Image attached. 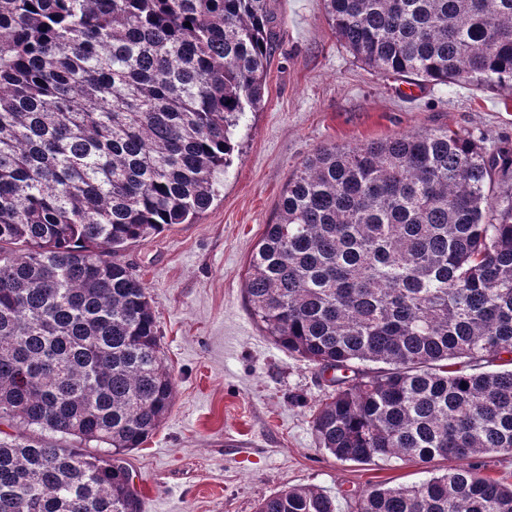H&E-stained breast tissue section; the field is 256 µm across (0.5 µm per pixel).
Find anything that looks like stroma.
Instances as JSON below:
<instances>
[{"label": "stroma", "instance_id": "35a3bbf8", "mask_svg": "<svg viewBox=\"0 0 512 512\" xmlns=\"http://www.w3.org/2000/svg\"><path fill=\"white\" fill-rule=\"evenodd\" d=\"M275 48L264 99L246 113L210 207L121 252L147 288L171 409L127 456L142 512H256L264 496L312 486L356 512L376 484L442 474L437 458L337 460L320 448L313 405L329 373L275 345L245 299L249 259L290 175L319 147L354 146L439 128L486 149L512 141V90L412 82L370 70L329 26L322 0H269Z\"/></svg>", "mask_w": 512, "mask_h": 512}]
</instances>
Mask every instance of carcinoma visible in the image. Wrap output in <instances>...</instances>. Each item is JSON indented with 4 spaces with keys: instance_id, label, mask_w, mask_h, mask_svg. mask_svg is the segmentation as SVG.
<instances>
[{
    "instance_id": "cac0c4a2",
    "label": "carcinoma",
    "mask_w": 512,
    "mask_h": 512,
    "mask_svg": "<svg viewBox=\"0 0 512 512\" xmlns=\"http://www.w3.org/2000/svg\"><path fill=\"white\" fill-rule=\"evenodd\" d=\"M324 5L375 71L512 87V0ZM273 22L268 0H0V512H140L125 455L174 380L117 256L210 207ZM245 299L275 344L334 372L312 428L337 460L459 462L356 512H512V486L469 463L512 453L509 142L439 129L318 149ZM257 512L336 503L293 487Z\"/></svg>"
}]
</instances>
